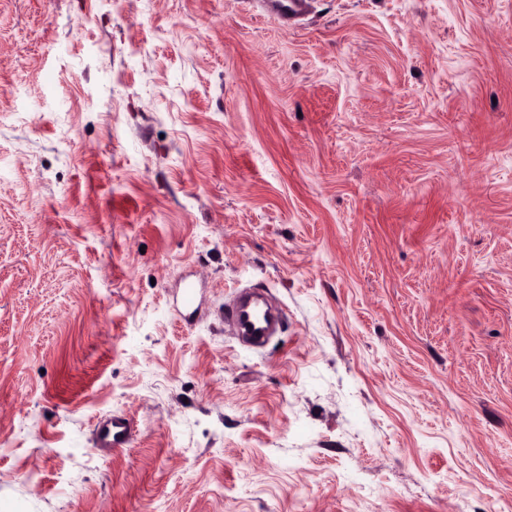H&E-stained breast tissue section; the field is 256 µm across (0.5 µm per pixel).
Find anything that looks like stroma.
Instances as JSON below:
<instances>
[{"label": "stroma", "instance_id": "obj_1", "mask_svg": "<svg viewBox=\"0 0 512 512\" xmlns=\"http://www.w3.org/2000/svg\"><path fill=\"white\" fill-rule=\"evenodd\" d=\"M248 287L287 314L259 351ZM488 481L512 512V0H0V512ZM268 8L271 13L288 23L293 17L306 11L307 2L305 0H269ZM200 279L184 282L179 288V305L189 316L195 315L201 306ZM283 312L274 315L261 293L240 291L224 306V332L245 336L254 346L265 345L271 336L282 332ZM135 423L123 415H113L95 425V444L98 448H125L130 445Z\"/></svg>", "mask_w": 512, "mask_h": 512}]
</instances>
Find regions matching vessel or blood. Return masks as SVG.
I'll return each instance as SVG.
<instances>
[{"label":"vessel or blood","instance_id":"1","mask_svg":"<svg viewBox=\"0 0 512 512\" xmlns=\"http://www.w3.org/2000/svg\"><path fill=\"white\" fill-rule=\"evenodd\" d=\"M271 13L288 21L304 13L306 0H268ZM179 305L183 312L195 315L201 306L200 283L184 282L179 290ZM284 314H272L261 293L241 291L224 307V330L231 336H244L255 346L265 345L271 336L282 332ZM135 423L123 415L98 421L95 426V444L100 448H125L130 445Z\"/></svg>","mask_w":512,"mask_h":512}]
</instances>
